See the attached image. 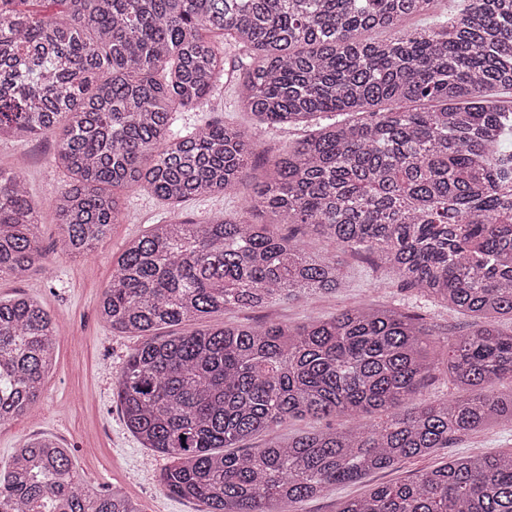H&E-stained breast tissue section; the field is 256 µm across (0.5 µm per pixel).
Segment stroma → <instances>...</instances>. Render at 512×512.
<instances>
[{
  "label": "stroma",
  "mask_w": 512,
  "mask_h": 512,
  "mask_svg": "<svg viewBox=\"0 0 512 512\" xmlns=\"http://www.w3.org/2000/svg\"><path fill=\"white\" fill-rule=\"evenodd\" d=\"M218 114L224 120L255 131V159H273L304 135L301 127H257L238 105L237 90L224 83L218 90ZM55 137L42 135L24 141L0 142V165H14L25 157L22 175L33 199L42 207L38 227L43 259L20 280H0V297L23 294L47 305L57 316L55 364L45 379L39 401L24 416L0 423V469L16 448L36 435L55 436L69 448L75 469L94 490L120 489L139 504L142 512H202L201 504L161 491L158 474L164 457L143 448L126 429L113 394L128 354L138 339L113 332L98 314V305L112 276L114 260L126 244L159 223L167 204L146 192L126 195L127 217L112 225L98 249L85 257L62 256L54 251L58 226L49 200L66 177L54 163ZM240 194L191 199L178 211L182 218L208 221L240 215ZM395 307L425 315L436 334L457 336L473 320L437 302L398 288L393 271L348 253L341 257L336 291L319 293L301 301H276L260 308L228 311L208 317V324L222 322L252 325L264 322L299 325L311 318L326 319L345 306L362 304ZM512 450V424L495 425L462 437L449 447L410 460L398 469L385 470L333 486L323 496L307 500L298 512H336L339 501L364 494L370 487L403 480L472 451L499 453Z\"/></svg>",
  "instance_id": "stroma-1"
}]
</instances>
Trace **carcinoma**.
Wrapping results in <instances>:
<instances>
[{
  "label": "carcinoma",
  "mask_w": 512,
  "mask_h": 512,
  "mask_svg": "<svg viewBox=\"0 0 512 512\" xmlns=\"http://www.w3.org/2000/svg\"><path fill=\"white\" fill-rule=\"evenodd\" d=\"M0 0V140L61 131L54 197L60 253L88 254L124 218L123 193L175 207L237 191L255 169L252 134L205 116L178 125L233 76L240 106L269 126L326 124L266 163L240 218L174 210L130 241L99 303L141 338L115 395L127 429L169 459L166 493L205 512H295L334 485L394 470L493 424H512V0H452L440 30L407 29L435 0ZM380 30L384 40L360 37ZM243 57L224 67L217 39ZM40 208L0 166V279L43 257ZM292 224L285 236L278 225ZM331 240L332 256L297 236ZM394 270L398 284L475 319L437 337L421 318L372 305L298 326L223 323L158 330L230 309L336 290L338 254ZM55 314L0 298V422L28 413L52 367ZM443 378L464 399L409 402ZM382 416L379 423L370 417ZM341 418L248 444L290 419ZM0 512H142L95 493L68 449L42 436L0 471ZM337 512H512V452L468 453L380 484Z\"/></svg>",
  "instance_id": "1"
}]
</instances>
